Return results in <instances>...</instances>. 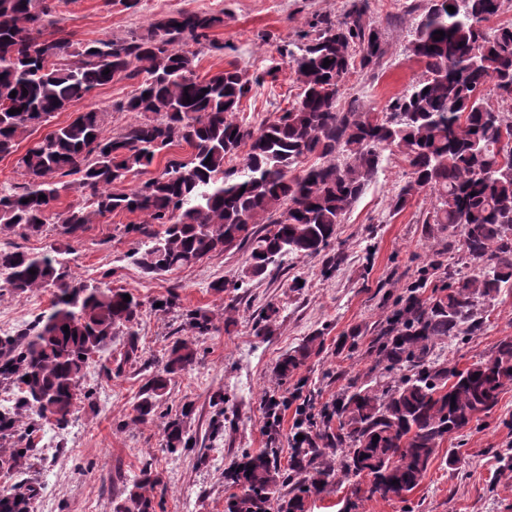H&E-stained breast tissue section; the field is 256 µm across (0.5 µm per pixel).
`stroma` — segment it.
I'll use <instances>...</instances> for the list:
<instances>
[{"instance_id":"stroma-1","label":"stroma","mask_w":512,"mask_h":512,"mask_svg":"<svg viewBox=\"0 0 512 512\" xmlns=\"http://www.w3.org/2000/svg\"><path fill=\"white\" fill-rule=\"evenodd\" d=\"M351 0H139L129 8L121 0H57L56 18L73 41L146 33L150 24L179 10H207L224 15L214 30L213 48L194 62L198 77L207 78L229 66L248 77L264 76L243 99L237 118L259 126L289 108L300 91L296 76L280 53L297 41L317 16L341 18ZM426 0H368V16L384 38L379 65L355 70L340 99L342 109L371 106L381 110L419 80L423 66L409 52L411 32ZM275 77H268V70ZM133 90L129 80L96 89L90 98L55 114L51 126L71 121L76 113L97 107L106 111L105 130L113 135L136 121L121 110ZM410 177L400 155H387L383 168L337 227L336 240L319 256L287 257L280 270L253 277L247 273V248L231 247L200 262L162 276L145 274L130 254L137 239L121 232L129 218H95L80 237L54 230L39 235L0 234V248L18 246L30 252H70L76 277L91 283L130 290L144 301L177 291L182 310L214 313L212 329L203 336L181 326L176 313L145 310L137 327L141 359L109 379L91 365L86 382L94 391L91 405L80 406L63 429L45 427L39 445L44 459L35 466L41 490L34 512H113L126 482L151 460L160 478L156 512H224L236 488L224 478L231 460L242 452H257L267 442L266 400L288 396L275 375L281 355L309 336L323 338V351L312 357L300 375L314 387L318 402L336 397L373 366L366 347L398 298L417 279L428 288L444 278L433 264L443 248L425 219L434 197L416 195L401 212L391 202ZM342 255L333 276L323 269L330 256ZM224 281V292L212 285ZM52 295L36 291L21 297L0 295V334L11 333L48 308ZM278 314L270 325L261 316L267 304ZM485 327L460 336L441 348L449 364L465 368L489 354L497 342L512 336V290L484 303ZM230 311L231 321L220 314ZM357 336L356 350L337 351L346 337ZM194 341L195 364L172 382L154 422L131 426L140 387L151 376L176 339ZM224 399V435L206 434L216 408ZM191 405L186 420L198 438L194 450L169 453L162 448L165 418ZM448 447L455 462L435 461L420 486L408 497L363 500L359 512H512V385L504 388L492 412L452 435Z\"/></svg>"}]
</instances>
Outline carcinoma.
<instances>
[{"mask_svg": "<svg viewBox=\"0 0 512 512\" xmlns=\"http://www.w3.org/2000/svg\"><path fill=\"white\" fill-rule=\"evenodd\" d=\"M510 6L512 0H438L417 21L410 42L424 66L422 78L387 112L343 111L338 103L351 70L376 66L385 53L381 31L365 19V0H352L342 19H314L287 51L302 92L254 128L236 112L260 78L252 81L236 68L202 80L193 72L190 46H213L210 31L224 24V13L182 10L151 23L145 35L77 47L53 19V0H0V156L28 141L17 158L25 182L0 193L1 234L41 233L55 217L62 234L77 238L93 217L127 213L140 217L123 233L139 238L130 257L147 274L247 244L248 274L260 276L288 254L324 251L389 152L402 155L411 174L393 208L431 192L427 223L448 232V252L470 264L469 274L429 297L417 283L399 298L367 345L375 355L368 380L350 383L318 410L312 393L294 388L293 435L304 439L293 440L284 470L274 448L279 402L268 400L270 447L227 467L224 478L240 493L228 498L225 512H305L307 500L328 493L340 475L359 484L347 512H358L365 499L402 498L420 485L448 437L466 429L474 414H489L512 385V336L464 369L436 354L461 333L479 332L484 321L477 307L512 288V153L501 150L503 140L512 141V119L487 102L494 94L512 112V24L489 26ZM437 31L444 32L440 40ZM326 58L332 60L327 67ZM120 76L138 79L121 108L144 119L107 136L105 111L92 107L30 139L55 113ZM12 109L19 113L9 114ZM175 146L189 153L167 160L128 192L112 191ZM311 156L317 162L299 168ZM234 158L238 164H229ZM73 189L81 201L55 212ZM50 288L47 311L0 336V389L13 394L11 404L0 405V471L10 477L35 468L43 425L66 427L91 398L85 385L91 364L110 379L140 359L135 327L145 301L130 294L125 302L127 289L74 278L55 250L0 249L1 293ZM183 317L202 336L215 315ZM322 349L321 336L306 338L283 355L276 375L288 381ZM196 359L192 341L175 340L141 387L130 424L153 421L172 380ZM191 440L182 418L164 425L168 452L188 448ZM333 455L340 466L332 464ZM159 483L145 464L114 512H155ZM38 494L34 481L15 483L0 491V512H32Z\"/></svg>", "mask_w": 512, "mask_h": 512, "instance_id": "obj_1", "label": "carcinoma"}]
</instances>
